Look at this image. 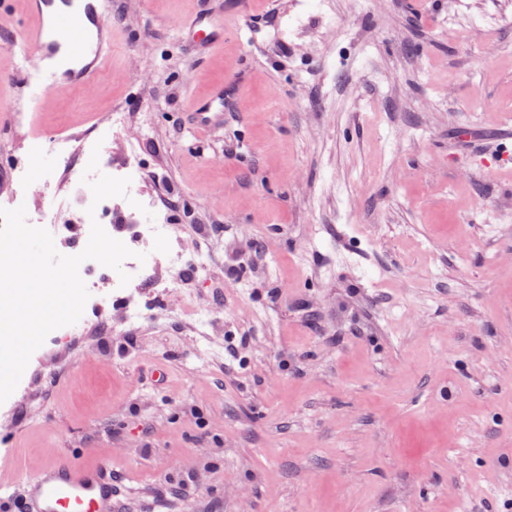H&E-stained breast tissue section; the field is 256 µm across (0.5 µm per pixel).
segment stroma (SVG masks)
Returning <instances> with one entry per match:
<instances>
[{"label": "stroma", "mask_w": 512, "mask_h": 512, "mask_svg": "<svg viewBox=\"0 0 512 512\" xmlns=\"http://www.w3.org/2000/svg\"><path fill=\"white\" fill-rule=\"evenodd\" d=\"M232 2L105 0L97 82L36 105L0 21V171L40 203L60 167L39 138L126 113L147 190L178 200L171 223L211 255L184 291L220 352L199 355L157 290L133 345L102 354L108 302L29 362L0 437L21 464L111 455L130 493L180 458L199 493L174 512H512V166L495 163L512 144V5L472 0L494 18L478 36L442 26L446 0H248L196 58L186 19ZM233 70L242 100L196 131L194 99ZM232 256L249 266L236 282ZM230 334L250 338L234 357Z\"/></svg>", "instance_id": "1"}]
</instances>
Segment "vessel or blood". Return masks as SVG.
Wrapping results in <instances>:
<instances>
[{"label": "vessel or blood", "mask_w": 512, "mask_h": 512, "mask_svg": "<svg viewBox=\"0 0 512 512\" xmlns=\"http://www.w3.org/2000/svg\"><path fill=\"white\" fill-rule=\"evenodd\" d=\"M99 0H29L32 17L14 47L21 54V74L36 72L51 87H82L95 82L112 53L111 28ZM197 49L210 53L224 40L223 19L198 15L189 20ZM240 95L229 76L192 106V124L211 131L224 123V110ZM13 451L0 448V468L10 467ZM11 469V467H10ZM111 463L77 460L55 453L34 470L11 469L0 480V512H113Z\"/></svg>", "instance_id": "vessel-or-blood-1"}]
</instances>
